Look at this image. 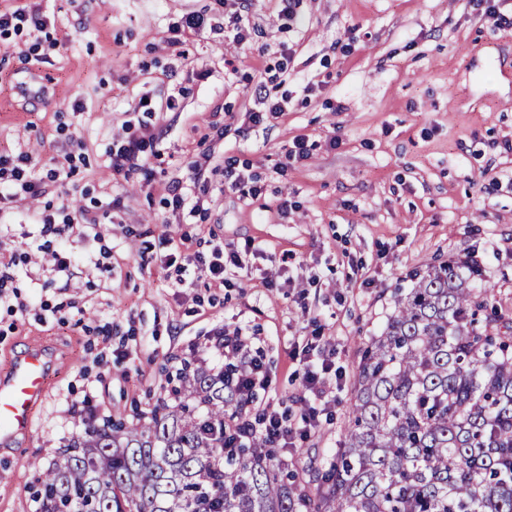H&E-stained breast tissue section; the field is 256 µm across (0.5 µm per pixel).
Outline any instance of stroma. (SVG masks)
Returning a JSON list of instances; mask_svg holds the SVG:
<instances>
[{"label":"stroma","instance_id":"stroma-1","mask_svg":"<svg viewBox=\"0 0 512 512\" xmlns=\"http://www.w3.org/2000/svg\"><path fill=\"white\" fill-rule=\"evenodd\" d=\"M18 6L47 27L0 34V149L28 152L41 174L72 162L75 195L52 187L45 199L96 216L100 241L68 247L110 255L112 277L92 261L55 276L37 253L13 269L31 304L0 308V372L32 347L56 367L21 455L0 454V512H34L36 467L83 428L74 404L149 411L211 330L243 325L272 376L255 405L298 419L294 351L313 329L343 375L331 415L287 454L315 493L397 289L427 265L464 261L512 315V29L480 20L473 0H293L288 18L279 0H0ZM190 13L205 28L169 47ZM260 84L285 110L255 124ZM144 124L159 134L144 169L113 176V139ZM299 138L307 158L281 173ZM230 156L259 177V196L225 188ZM197 175L207 211H172L169 187L192 189ZM164 233L203 252L213 238L259 252L225 285L199 270L184 288L177 265L141 260ZM45 304L56 315L42 316ZM107 323L108 342L97 333Z\"/></svg>","mask_w":512,"mask_h":512}]
</instances>
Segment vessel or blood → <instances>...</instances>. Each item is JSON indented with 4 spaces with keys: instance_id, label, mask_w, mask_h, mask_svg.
Segmentation results:
<instances>
[{
    "instance_id": "vessel-or-blood-1",
    "label": "vessel or blood",
    "mask_w": 512,
    "mask_h": 512,
    "mask_svg": "<svg viewBox=\"0 0 512 512\" xmlns=\"http://www.w3.org/2000/svg\"><path fill=\"white\" fill-rule=\"evenodd\" d=\"M49 366L40 350L29 351L0 374V451L16 454L46 396Z\"/></svg>"
}]
</instances>
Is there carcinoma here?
I'll return each mask as SVG.
<instances>
[{
	"instance_id": "carcinoma-1",
	"label": "carcinoma",
	"mask_w": 512,
	"mask_h": 512,
	"mask_svg": "<svg viewBox=\"0 0 512 512\" xmlns=\"http://www.w3.org/2000/svg\"><path fill=\"white\" fill-rule=\"evenodd\" d=\"M480 277L446 261L397 289L315 494L259 440L220 452L242 407L224 395V372L186 362L185 404L117 411L38 470L41 512H512V319Z\"/></svg>"
}]
</instances>
